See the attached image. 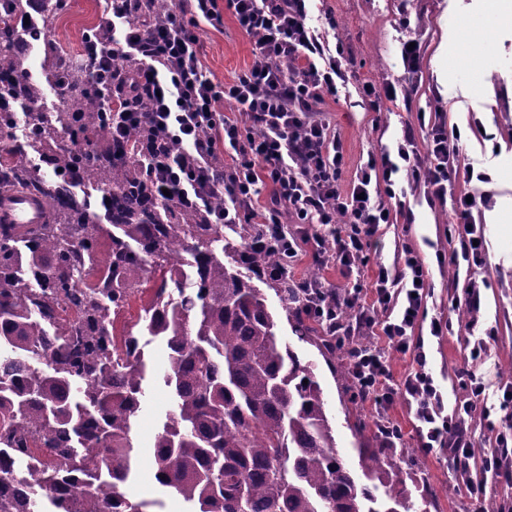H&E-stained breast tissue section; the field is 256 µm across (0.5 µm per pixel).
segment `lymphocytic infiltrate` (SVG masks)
Returning a JSON list of instances; mask_svg holds the SVG:
<instances>
[{
	"label": "lymphocytic infiltrate",
	"instance_id": "lymphocytic-infiltrate-1",
	"mask_svg": "<svg viewBox=\"0 0 512 512\" xmlns=\"http://www.w3.org/2000/svg\"><path fill=\"white\" fill-rule=\"evenodd\" d=\"M133 0H106L103 39L86 41L83 60L93 79L112 80V58L132 61L143 85L142 97H131L113 113L112 134L142 125L170 143L152 155L154 194L176 196L186 207L223 192L219 224L260 220L253 203L261 187H271L273 213L290 215L297 224H320L311 239L313 261H335L343 273L366 267L374 228L390 223L382 194H393L394 178L422 185L430 200L450 202L460 251L438 254L451 267H480L487 247L475 216L495 205L492 192L471 194L467 185L485 181L474 165L460 166L457 137L433 125L425 147H418L413 129H406L395 154L367 159L357 166L349 187H342L344 154L340 140L319 110L325 97L337 95L348 82L345 57L326 53L319 31L310 23V0H179L168 23H136L129 18ZM231 11L240 30L254 39L252 64L229 84L213 82L203 72V47L196 33L200 21L222 25ZM233 101L245 117L236 122L219 107ZM228 154L230 165L219 158ZM401 276L377 266L370 289L356 287L330 299L321 282L305 283L306 308L325 324L337 341L352 346V373L362 399L372 401L382 417L378 428L387 444L401 439V428L387 413L403 401L415 418L421 448H444L458 483L472 499L485 488L473 483L469 462L480 459L493 475L512 473V385L504 386L499 408L505 425L493 445L476 451L467 422L486 406V386L474 371L464 370L468 398L443 414L442 398L427 365L423 345L412 331L424 312L428 269L412 247H405ZM401 288V306H394V288ZM377 336L385 350L356 346L364 336ZM413 352L415 366L398 386H391L386 350Z\"/></svg>",
	"mask_w": 512,
	"mask_h": 512
}]
</instances>
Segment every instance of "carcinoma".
<instances>
[{
	"label": "carcinoma",
	"mask_w": 512,
	"mask_h": 512,
	"mask_svg": "<svg viewBox=\"0 0 512 512\" xmlns=\"http://www.w3.org/2000/svg\"><path fill=\"white\" fill-rule=\"evenodd\" d=\"M33 2L0 0V107L32 108L30 133L52 145L42 155L49 174L17 145L0 153V192L33 195L49 214L42 224L0 221V512H147L125 487L143 382L153 373L171 395L154 478L188 512H411L394 458L361 450L364 480L354 476L337 450L315 364L279 341V317L255 279L349 388L350 351L333 336L313 339L269 225L211 223L224 207L219 192L192 210L157 200L137 152L157 133L135 126L113 142L107 90L71 72L70 59L58 66L61 51L50 43L44 80L64 85L68 111L53 120L35 111L38 88L11 49ZM174 7L141 0L132 20L145 14L161 25ZM65 10L56 0L43 11V29ZM112 73L120 100L135 72L119 57ZM87 131L106 148L82 149ZM150 282L153 297L121 348L113 310ZM144 333L168 349L157 373L140 348Z\"/></svg>",
	"instance_id": "cac0c4a2"
}]
</instances>
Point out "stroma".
<instances>
[{
	"instance_id": "obj_1",
	"label": "stroma",
	"mask_w": 512,
	"mask_h": 512,
	"mask_svg": "<svg viewBox=\"0 0 512 512\" xmlns=\"http://www.w3.org/2000/svg\"><path fill=\"white\" fill-rule=\"evenodd\" d=\"M493 9L492 0H313L310 9L311 23L328 48H341L353 62L345 95L327 97L322 106L342 143L345 176H352L368 157L395 150L405 126H412L418 145H425L427 126L434 122L459 132L462 160L486 162L487 187L494 191L496 203L478 217L487 242L484 267L463 264L452 273L438 263L437 251L460 246L458 239L448 235L453 212L450 205L430 201L423 187L407 184L387 205L395 213L410 209L414 221L407 224L397 219L377 226L369 267L349 277L333 262L320 268L325 286L342 293L355 283H369L373 265L396 268L403 246L412 245L420 253L429 269L431 289L414 335L424 342L428 368L445 409H452L465 396L458 378L464 365H472L483 377L490 408L476 411L470 421L471 436L479 448L488 447L500 428L498 388L512 382V26L492 25ZM103 10V0H68L67 10L50 32L51 41L77 56L83 49L85 28L100 23ZM324 12L329 22H322ZM408 30L416 32L422 53L420 70L411 82L405 79L400 53V39ZM197 34L203 46L202 65L211 80L231 82L251 65L254 39L239 29L232 15H225L218 28L200 23ZM366 82L394 83L396 99L375 105L359 98L358 89ZM472 281L479 285L480 300L474 331L431 335L433 320H462L451 298ZM280 337L316 364L338 451L348 466L357 467L359 448L371 454L377 451L375 407L362 402L355 412H348V398L316 346L298 341L286 322L280 326ZM480 341L485 348L480 358H472L471 349ZM169 406L166 388L147 378L134 424L139 475L126 492L137 500L162 499V512H185L183 500L161 494L153 477L155 438ZM389 415L403 432L391 453L401 459V477L413 501H426L429 512H477L480 503L459 493L445 451L420 449L407 406L396 402ZM356 423L361 424L362 434H354ZM405 448L414 449V456L402 457Z\"/></svg>"
}]
</instances>
